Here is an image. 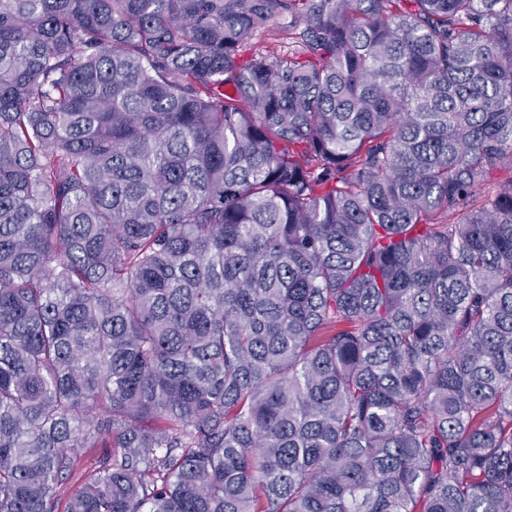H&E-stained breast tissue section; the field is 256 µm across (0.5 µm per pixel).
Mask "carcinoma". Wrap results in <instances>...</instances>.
<instances>
[{
    "mask_svg": "<svg viewBox=\"0 0 512 512\" xmlns=\"http://www.w3.org/2000/svg\"><path fill=\"white\" fill-rule=\"evenodd\" d=\"M507 166L512 0H0V512H512Z\"/></svg>",
    "mask_w": 512,
    "mask_h": 512,
    "instance_id": "cac0c4a2",
    "label": "carcinoma"
}]
</instances>
